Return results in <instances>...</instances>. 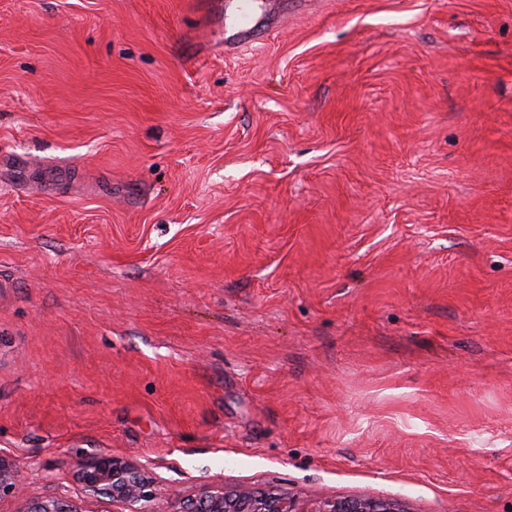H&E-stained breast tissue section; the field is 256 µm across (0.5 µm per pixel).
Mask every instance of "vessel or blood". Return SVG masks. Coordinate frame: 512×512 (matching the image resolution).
<instances>
[{
  "instance_id": "1",
  "label": "vessel or blood",
  "mask_w": 512,
  "mask_h": 512,
  "mask_svg": "<svg viewBox=\"0 0 512 512\" xmlns=\"http://www.w3.org/2000/svg\"><path fill=\"white\" fill-rule=\"evenodd\" d=\"M199 11L207 26L223 31L224 49L228 52L257 42L267 28L283 23L282 17L257 13L248 0H232L228 6L201 0Z\"/></svg>"
}]
</instances>
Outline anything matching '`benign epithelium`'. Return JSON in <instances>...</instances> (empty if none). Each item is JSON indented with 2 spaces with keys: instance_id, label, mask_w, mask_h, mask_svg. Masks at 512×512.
I'll return each instance as SVG.
<instances>
[{
  "instance_id": "benign-epithelium-1",
  "label": "benign epithelium",
  "mask_w": 512,
  "mask_h": 512,
  "mask_svg": "<svg viewBox=\"0 0 512 512\" xmlns=\"http://www.w3.org/2000/svg\"><path fill=\"white\" fill-rule=\"evenodd\" d=\"M77 478L84 495L44 496L23 501L18 512H101L94 506L112 503V512H152L156 498L154 480L140 465L112 455L83 456ZM25 480V471L11 454L0 452V499L15 497ZM168 512H411L396 499L372 495L305 500L282 490L258 491L249 487L229 489L213 484L194 494L175 495Z\"/></svg>"
}]
</instances>
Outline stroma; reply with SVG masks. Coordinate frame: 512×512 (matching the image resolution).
Masks as SVG:
<instances>
[{
	"label": "stroma",
	"mask_w": 512,
	"mask_h": 512,
	"mask_svg": "<svg viewBox=\"0 0 512 512\" xmlns=\"http://www.w3.org/2000/svg\"><path fill=\"white\" fill-rule=\"evenodd\" d=\"M0 451L169 493L512 512V0H0ZM229 1V0H227ZM220 0L197 3L202 21L214 30L224 28V51L230 52L253 44L261 38L263 32L271 25L282 26L287 14L278 17L258 14L255 6L248 0H232L233 6ZM219 5V9L215 6Z\"/></svg>",
	"instance_id": "35a3bbf8"
}]
</instances>
